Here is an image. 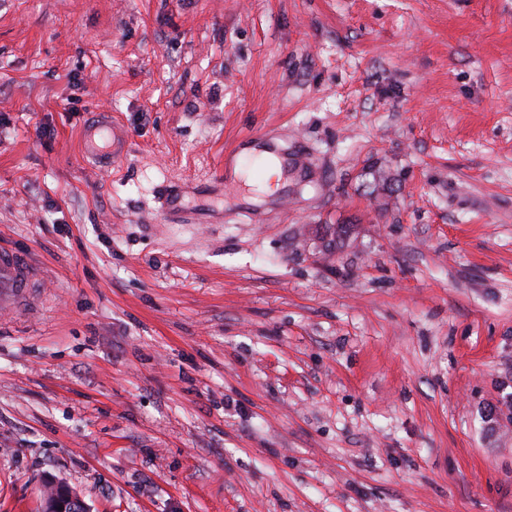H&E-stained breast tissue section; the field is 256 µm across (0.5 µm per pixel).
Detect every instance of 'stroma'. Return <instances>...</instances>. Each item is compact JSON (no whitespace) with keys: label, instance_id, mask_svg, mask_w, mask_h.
I'll return each instance as SVG.
<instances>
[{"label":"stroma","instance_id":"stroma-1","mask_svg":"<svg viewBox=\"0 0 512 512\" xmlns=\"http://www.w3.org/2000/svg\"><path fill=\"white\" fill-rule=\"evenodd\" d=\"M0 245V512H512V0H0ZM112 129V143L110 144V130ZM83 154L87 159L95 160L100 164L112 161L120 144L124 142L121 134L112 127V120L101 119L84 130L82 136ZM261 158V163L266 169V177L262 183L257 187V192H254L256 197L255 201L261 196L272 195L281 185L282 168L279 158L271 151H263L258 155ZM41 269L26 255L0 246V310L15 309L22 297L37 288ZM41 512H90V507L80 494L65 483L49 480L42 490Z\"/></svg>","mask_w":512,"mask_h":512}]
</instances>
